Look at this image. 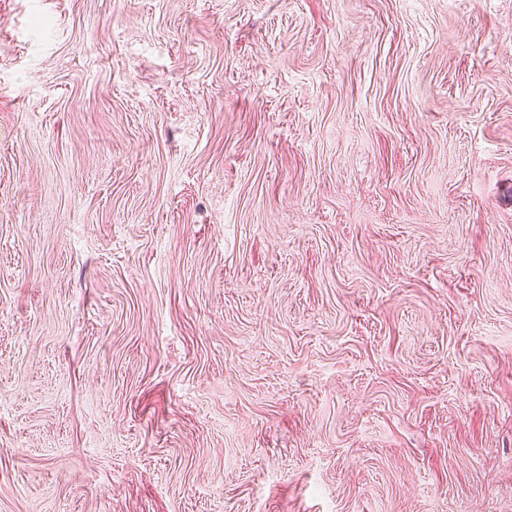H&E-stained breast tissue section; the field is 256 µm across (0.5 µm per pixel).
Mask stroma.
<instances>
[{
  "label": "stroma",
  "mask_w": 512,
  "mask_h": 512,
  "mask_svg": "<svg viewBox=\"0 0 512 512\" xmlns=\"http://www.w3.org/2000/svg\"><path fill=\"white\" fill-rule=\"evenodd\" d=\"M0 512H512V0H0Z\"/></svg>",
  "instance_id": "obj_1"
}]
</instances>
